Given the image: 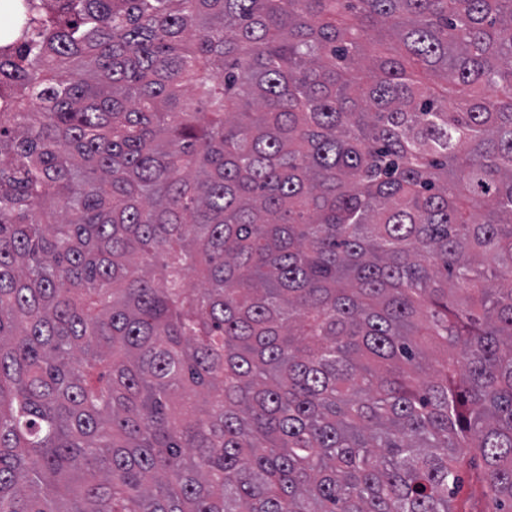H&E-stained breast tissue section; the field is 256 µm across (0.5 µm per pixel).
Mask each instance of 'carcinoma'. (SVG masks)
<instances>
[{
    "label": "carcinoma",
    "mask_w": 512,
    "mask_h": 512,
    "mask_svg": "<svg viewBox=\"0 0 512 512\" xmlns=\"http://www.w3.org/2000/svg\"><path fill=\"white\" fill-rule=\"evenodd\" d=\"M0 512H512V0H12ZM481 471L478 468L464 466L461 469V486L456 496V506L460 508L465 505L466 510L473 508L475 510L485 509L484 503L480 497Z\"/></svg>",
    "instance_id": "carcinoma-1"
}]
</instances>
